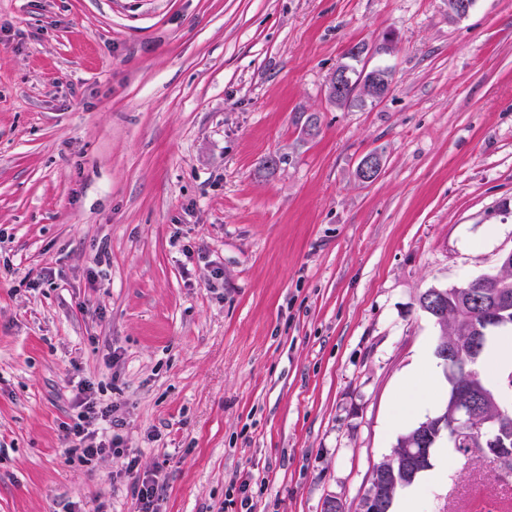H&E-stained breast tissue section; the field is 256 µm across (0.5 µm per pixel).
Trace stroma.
<instances>
[{
    "instance_id": "stroma-1",
    "label": "stroma",
    "mask_w": 512,
    "mask_h": 512,
    "mask_svg": "<svg viewBox=\"0 0 512 512\" xmlns=\"http://www.w3.org/2000/svg\"><path fill=\"white\" fill-rule=\"evenodd\" d=\"M356 45L391 87L333 104ZM511 249L512 0H0V512H134L140 478L357 512L447 396L406 384L421 294ZM80 379L122 453L65 455ZM443 460L420 512H502L491 458Z\"/></svg>"
}]
</instances>
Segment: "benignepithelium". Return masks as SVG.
<instances>
[{"instance_id": "obj_1", "label": "benign epithelium", "mask_w": 512, "mask_h": 512, "mask_svg": "<svg viewBox=\"0 0 512 512\" xmlns=\"http://www.w3.org/2000/svg\"><path fill=\"white\" fill-rule=\"evenodd\" d=\"M350 82L349 70L339 65L329 78L328 93L333 96L340 94ZM389 86V72L373 71L363 82L362 93L367 99L378 101L388 93ZM381 167L380 157L375 153L368 154L359 165L358 176L360 180L370 182L377 177ZM473 298L480 309V317L475 327V336L471 337L469 356L466 360L460 361L449 353L441 362L447 372L459 378L455 388V418L450 420L441 415L436 417L433 420L434 428L430 438L419 440V447L409 448L399 457H388L385 462L401 464L416 472L426 468L431 459L430 449L438 445L449 431L459 432L468 424L475 394L491 396L489 390H475L468 383V379L477 372V363L490 333L512 324V292L504 288L497 293L492 302L480 293L473 295ZM476 438L477 453L493 458L499 471L505 474L512 473V463L508 461V456L512 454V432L503 428L500 422L489 420L485 422ZM391 503L392 492L386 484L377 479L367 489L358 512H386Z\"/></svg>"}]
</instances>
